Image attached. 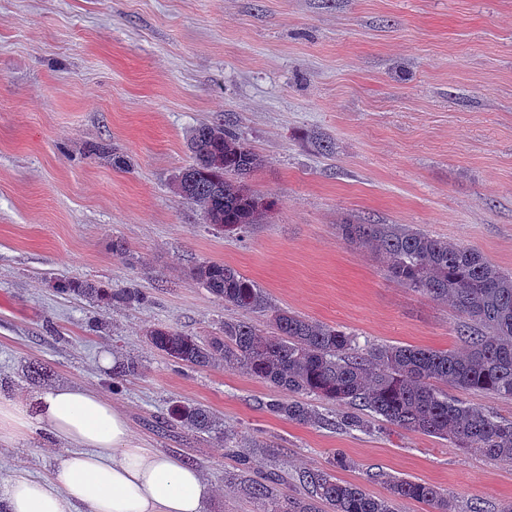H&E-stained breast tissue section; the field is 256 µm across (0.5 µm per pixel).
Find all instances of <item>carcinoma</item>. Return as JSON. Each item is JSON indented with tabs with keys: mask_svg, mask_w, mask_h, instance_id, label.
<instances>
[{
	"mask_svg": "<svg viewBox=\"0 0 512 512\" xmlns=\"http://www.w3.org/2000/svg\"><path fill=\"white\" fill-rule=\"evenodd\" d=\"M194 163L174 180L176 193L199 207L206 223L240 234L260 223L275 201L253 193L248 178L263 158L222 123H203L189 139ZM350 243L374 251L384 270L404 286L438 302L451 303L465 318L459 332L463 349L434 350L412 345L360 344L351 333L303 317L271 303L263 289L236 269L206 262L192 276L224 303L268 317L271 330L226 319L217 336H188L171 326L149 330L148 341L176 364L206 368L217 361L286 394L266 402V410L300 425L367 432L372 420L448 441L456 449L512 463V420L448 396V388L485 391L512 399V272L489 261L478 249L434 237L411 224H340ZM60 295L91 303L140 305L137 290H111L88 280L58 278ZM50 378L48 366L33 361L25 379L39 387ZM315 396L346 408L339 417L319 412ZM170 419L197 434L231 440L223 420L203 405H175ZM355 462L338 453L328 466L309 469L300 482L306 494L280 491L288 480L268 475L249 486L261 512H398L410 499L432 512H458L439 488L384 471L370 474L388 485L376 497L336 472Z\"/></svg>",
	"mask_w": 512,
	"mask_h": 512,
	"instance_id": "carcinoma-1",
	"label": "carcinoma"
}]
</instances>
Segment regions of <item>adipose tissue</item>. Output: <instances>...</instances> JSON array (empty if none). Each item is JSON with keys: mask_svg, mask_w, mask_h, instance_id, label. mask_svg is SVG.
I'll return each mask as SVG.
<instances>
[{"mask_svg": "<svg viewBox=\"0 0 512 512\" xmlns=\"http://www.w3.org/2000/svg\"><path fill=\"white\" fill-rule=\"evenodd\" d=\"M49 427L61 450L48 477L0 485L6 512H204L212 494L199 468L137 444L125 414L96 391L59 387L35 408L0 398V442Z\"/></svg>", "mask_w": 512, "mask_h": 512, "instance_id": "1", "label": "adipose tissue"}]
</instances>
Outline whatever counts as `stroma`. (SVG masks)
<instances>
[{"instance_id": "1", "label": "stroma", "mask_w": 512, "mask_h": 512, "mask_svg": "<svg viewBox=\"0 0 512 512\" xmlns=\"http://www.w3.org/2000/svg\"><path fill=\"white\" fill-rule=\"evenodd\" d=\"M221 122L265 162L250 189L275 200L238 237L175 193L199 124ZM411 224L479 249L512 272V0H0V396L30 403L28 363L50 387L107 393L114 362L140 375L109 393L135 440L197 465L206 512H259L241 490L336 452L343 480L385 496L370 471L432 484L459 512L512 503V463L399 429L306 427L269 413L273 391L221 366L177 367L146 334L192 336L224 319L266 320L224 304L190 275L232 266L272 304L378 345L458 348L462 317L391 279L340 224ZM121 250H113V243ZM62 277L137 289L144 305L92 304ZM201 404L239 443L275 448L240 466L234 448L171 426ZM46 426L0 444V483L47 473Z\"/></svg>"}]
</instances>
